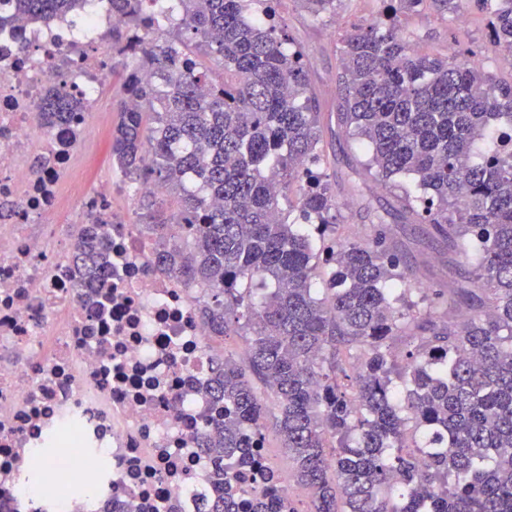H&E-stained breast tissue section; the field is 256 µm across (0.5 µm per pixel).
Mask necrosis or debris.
<instances>
[{
  "instance_id": "necrosis-or-debris-1",
  "label": "necrosis or debris",
  "mask_w": 512,
  "mask_h": 512,
  "mask_svg": "<svg viewBox=\"0 0 512 512\" xmlns=\"http://www.w3.org/2000/svg\"><path fill=\"white\" fill-rule=\"evenodd\" d=\"M112 0L31 24L0 0V512H200L209 464L199 442L218 410L202 389L214 344L196 307L201 288L151 270L150 246L101 181L63 189L112 80ZM80 104L43 117L47 97ZM71 203L81 223H107L112 286L79 288L70 244L54 230ZM74 472L75 451H103L93 492L23 486L35 458ZM243 500L267 486L298 498L258 448L254 469L225 461Z\"/></svg>"
}]
</instances>
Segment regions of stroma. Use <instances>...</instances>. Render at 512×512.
Returning <instances> with one entry per match:
<instances>
[{"mask_svg": "<svg viewBox=\"0 0 512 512\" xmlns=\"http://www.w3.org/2000/svg\"><path fill=\"white\" fill-rule=\"evenodd\" d=\"M382 11L380 0H337L334 12L326 14L321 21H313L297 0H278L276 20L278 28L289 36L297 49L302 50L309 70L314 94L322 112H330L339 94L337 75L340 68V47L354 27L364 26L379 17ZM402 32L415 42L423 52L438 55L447 51L468 50L475 53L485 69L503 82L512 81V69L503 67L496 58L487 36L485 21L478 12H471L466 25L457 20L424 10L402 16ZM118 122L117 113H110L104 125L93 127L88 140L82 145V161L74 170L73 186H82L102 179H111L119 184L121 177L112 168V131ZM366 159L363 151L355 149L344 137L330 138L326 146L325 170L344 182L352 168ZM341 212L348 217L358 237L368 238L383 234L387 243L397 245L406 266L413 273L419 287L428 293L447 287L452 273L448 267V256L442 244L432 235L426 225L404 224L393 220L376 227L360 216L358 202L348 194H341Z\"/></svg>", "mask_w": 512, "mask_h": 512, "instance_id": "35a3bbf8", "label": "stroma"}]
</instances>
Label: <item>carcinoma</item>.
Segmentation results:
<instances>
[{"label":"carcinoma","mask_w":512,"mask_h":512,"mask_svg":"<svg viewBox=\"0 0 512 512\" xmlns=\"http://www.w3.org/2000/svg\"><path fill=\"white\" fill-rule=\"evenodd\" d=\"M82 2L11 0V10L41 20ZM243 2L177 0L154 17L141 0H112L125 16L112 50L132 61L112 162L129 189H162L139 196L150 266L205 289L198 314L213 342L231 331L248 342L247 368L217 356L206 386L222 408L208 421L220 436L200 442L214 465L207 512H235L224 457L244 460L263 439L257 381L309 512H512V152L498 142L512 129V82L463 52L423 53L399 28L404 13L474 8L512 58V0H382L385 19L340 51L336 126L368 154L357 175L399 179L396 204L366 201L364 219L428 224L448 254L475 258L435 294L440 314L412 300L417 285L385 238H358L341 215L303 53L279 34L276 0L250 18ZM298 2L317 20L336 0ZM102 225L74 236L89 292L106 286ZM461 298L462 322L449 314ZM396 336L410 346L400 369Z\"/></svg>","instance_id":"cac0c4a2"}]
</instances>
